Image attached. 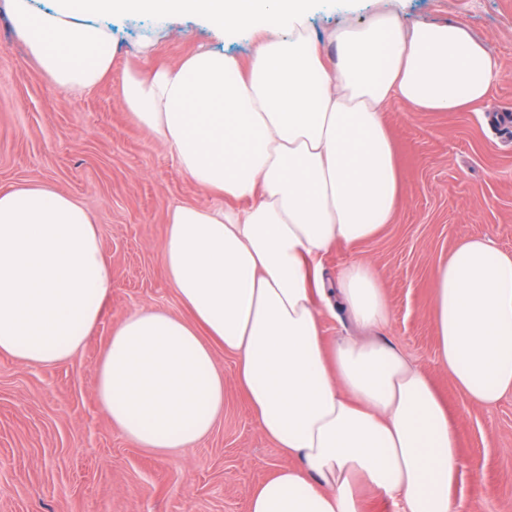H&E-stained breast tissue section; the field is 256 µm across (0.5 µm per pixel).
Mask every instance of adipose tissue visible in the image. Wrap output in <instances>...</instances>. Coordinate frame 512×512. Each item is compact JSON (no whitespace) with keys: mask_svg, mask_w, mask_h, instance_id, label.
<instances>
[{"mask_svg":"<svg viewBox=\"0 0 512 512\" xmlns=\"http://www.w3.org/2000/svg\"><path fill=\"white\" fill-rule=\"evenodd\" d=\"M312 0H59L53 12L7 0L15 34L66 92L94 89L116 48L102 16L205 19L216 37L259 33L247 70L197 48L176 65L127 70L132 117L221 208L178 205L161 261L186 316L137 309L112 327L96 390L107 416L144 448L192 447L224 409L215 348L259 432L285 465L249 496V512H462L456 426L429 376L392 344L325 341L342 305L360 328L388 324L383 276L367 259L325 279L323 256L374 237L400 194L381 111L401 101L460 112L497 70L458 22L407 28L382 9L330 36L326 61L304 24ZM429 316L437 360L468 403L512 395V255L460 240L434 266ZM112 298V264L74 196L43 184L0 191V353L38 367L67 362Z\"/></svg>","mask_w":512,"mask_h":512,"instance_id":"obj_1","label":"adipose tissue"}]
</instances>
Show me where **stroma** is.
<instances>
[{
  "mask_svg": "<svg viewBox=\"0 0 512 512\" xmlns=\"http://www.w3.org/2000/svg\"><path fill=\"white\" fill-rule=\"evenodd\" d=\"M378 0H315L305 25L318 38L365 23ZM405 24L463 22L492 50L498 76L463 112H383L402 193L390 224L369 241L339 245L322 265L332 278L358 258L383 273L392 318L377 338L422 368L458 419L463 467L456 498L467 512H512V396L469 405L437 363L429 318L437 260L465 237L488 236L512 254V0H398ZM117 55L89 93L60 90L27 55L0 0V190L41 183L78 197L99 227L112 264V302L93 337L67 363L28 367L0 355V512H248L251 491L286 459L258 431L216 349L224 415L196 447L174 455L124 437L95 391L102 347L115 321L148 306L184 315L161 264L170 207L223 206L181 170L175 155L126 109V69L175 64L207 45L247 68L255 35L215 39L199 17L177 22L106 16ZM153 41L149 61L138 46Z\"/></svg>",
  "mask_w": 512,
  "mask_h": 512,
  "instance_id": "35a3bbf8",
  "label": "stroma"
}]
</instances>
